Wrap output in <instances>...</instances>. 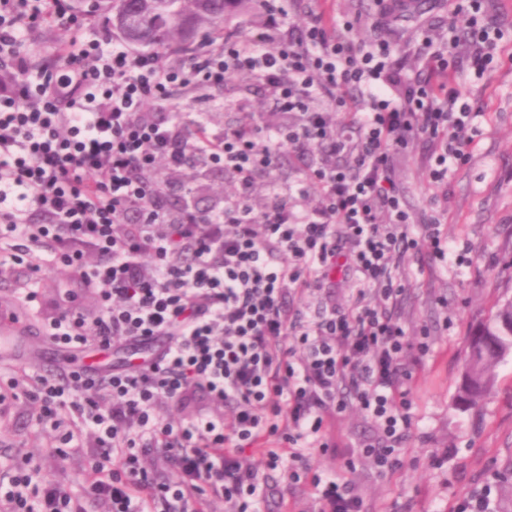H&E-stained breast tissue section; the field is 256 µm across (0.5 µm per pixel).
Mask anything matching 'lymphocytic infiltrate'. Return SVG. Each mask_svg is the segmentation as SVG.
Instances as JSON below:
<instances>
[{"label":"lymphocytic infiltrate","instance_id":"f902f5d3","mask_svg":"<svg viewBox=\"0 0 512 512\" xmlns=\"http://www.w3.org/2000/svg\"><path fill=\"white\" fill-rule=\"evenodd\" d=\"M262 22L243 36L228 24L183 46L166 64L112 39L69 0H0V241L10 260L76 266L99 290L93 322L77 309L44 327L57 346L109 348L162 338L151 362L98 373H23L40 419L71 452L93 440L84 496L47 483L36 465L0 475V512H263L264 470L310 483L330 512H361L340 478L311 472L307 449L333 447L326 425L356 405L376 428L361 456L393 469L412 425L403 381L431 351L398 318L417 252L453 247L438 218L416 217L392 157L424 142L448 178L478 132L456 83L503 52L487 0H453L448 27L418 45L425 71L407 72L387 41L347 36L326 0H260ZM304 20L290 22L289 11ZM66 31L54 62L34 65L28 31ZM249 74L300 121L268 131L214 128L170 110L177 90H222ZM323 149L292 191L252 197L283 149ZM231 175L236 190L215 212L173 207L167 173L192 160ZM97 259L83 265L82 246ZM354 279L348 305L306 316L289 300ZM232 409L174 424L161 410L197 395ZM259 463H252V456ZM169 467L173 478L154 471Z\"/></svg>","mask_w":512,"mask_h":512}]
</instances>
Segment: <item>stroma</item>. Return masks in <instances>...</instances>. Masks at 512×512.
Segmentation results:
<instances>
[{"instance_id": "1", "label": "stroma", "mask_w": 512, "mask_h": 512, "mask_svg": "<svg viewBox=\"0 0 512 512\" xmlns=\"http://www.w3.org/2000/svg\"><path fill=\"white\" fill-rule=\"evenodd\" d=\"M336 16L356 19L352 39L393 41L399 55L412 56L421 29L448 20L444 0H432L426 9H412L385 27L376 26L374 0H332ZM458 85L481 107L480 129L466 164L457 166L447 184L427 178V145L396 153L393 166L407 206L423 215L430 205L444 212L443 232L455 250L466 251L464 265L435 261L426 266L411 262L412 283L399 317L411 335L428 330L432 353L404 383L410 392L413 428L399 462L389 473L378 474L368 462L345 466V455L371 440L376 430L357 409L350 408L327 428L338 447L311 450L309 466L318 473L340 476L363 501V512H448L455 502L476 495L483 484L496 492L495 512H512V486L499 481L498 469L512 464V355L495 369L493 390L478 412L456 409L466 341L487 320L498 303L512 299V64L476 78L459 76ZM220 102L210 108L213 125L234 126L247 121L258 128L281 122L263 91L252 79H234L225 85ZM174 195L189 193L191 203L210 211L223 206L234 184L218 168L203 173L186 169L171 174ZM37 289L38 302L27 306L24 297ZM77 300L86 318L100 308L95 290L85 288L80 273L59 266L32 272L26 266L0 264V310L18 312L32 332L21 338L13 358H0V376L22 370H45L48 346L41 325ZM38 406L23 397L0 410V472L30 456L44 477L82 494L88 463L74 457L61 462L53 448L50 428L36 420ZM266 512H322L315 489L289 481L282 470L267 471Z\"/></svg>"}]
</instances>
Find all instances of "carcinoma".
I'll list each match as a JSON object with an SVG mask.
<instances>
[{
	"mask_svg": "<svg viewBox=\"0 0 512 512\" xmlns=\"http://www.w3.org/2000/svg\"><path fill=\"white\" fill-rule=\"evenodd\" d=\"M229 5L230 0H72L74 12L99 16L128 43L153 48L181 47L201 30L220 28ZM484 334L500 336L512 346V300L468 340L466 354L479 357V369L463 379L458 392L467 410L487 395L492 369L499 363L496 349L481 339Z\"/></svg>",
	"mask_w": 512,
	"mask_h": 512,
	"instance_id": "1",
	"label": "carcinoma"
}]
</instances>
